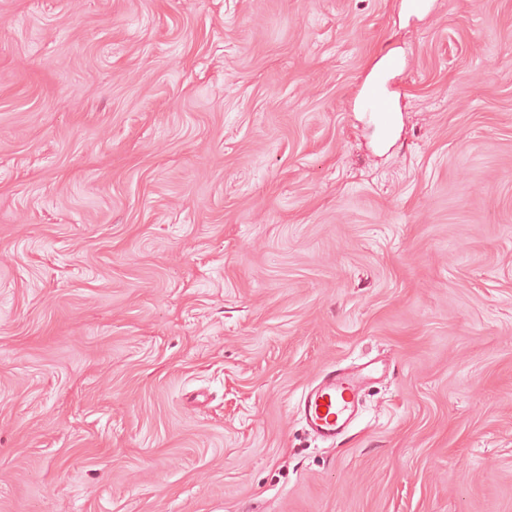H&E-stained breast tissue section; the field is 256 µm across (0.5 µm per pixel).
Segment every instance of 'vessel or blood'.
<instances>
[{
	"label": "vessel or blood",
	"mask_w": 512,
	"mask_h": 512,
	"mask_svg": "<svg viewBox=\"0 0 512 512\" xmlns=\"http://www.w3.org/2000/svg\"><path fill=\"white\" fill-rule=\"evenodd\" d=\"M377 373V367L371 363L350 371L329 370L303 392L296 410L318 437L339 439L357 415L364 387Z\"/></svg>",
	"instance_id": "b4317fda"
}]
</instances>
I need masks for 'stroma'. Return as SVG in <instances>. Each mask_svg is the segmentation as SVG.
I'll list each match as a JSON object with an SVG mask.
<instances>
[{
  "label": "stroma",
  "instance_id": "35a3bbf8",
  "mask_svg": "<svg viewBox=\"0 0 512 512\" xmlns=\"http://www.w3.org/2000/svg\"><path fill=\"white\" fill-rule=\"evenodd\" d=\"M0 512H512V0H0ZM378 373L374 363L350 371L329 370L303 392L296 403L297 413L318 437L336 441L347 433L364 387Z\"/></svg>",
  "mask_w": 512,
  "mask_h": 512
}]
</instances>
